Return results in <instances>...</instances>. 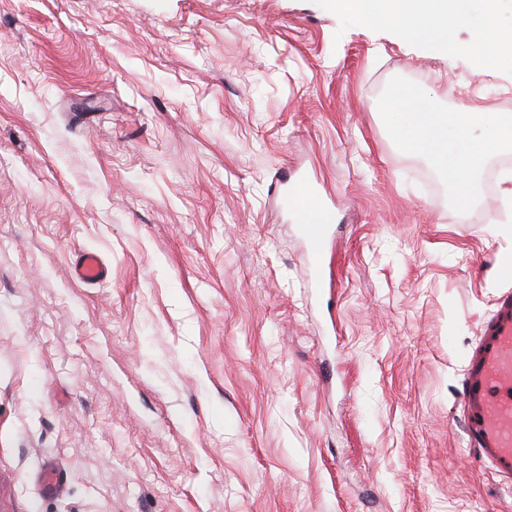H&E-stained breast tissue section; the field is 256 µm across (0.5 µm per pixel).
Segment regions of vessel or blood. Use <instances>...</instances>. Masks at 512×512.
I'll list each match as a JSON object with an SVG mask.
<instances>
[{
  "instance_id": "1",
  "label": "vessel or blood",
  "mask_w": 512,
  "mask_h": 512,
  "mask_svg": "<svg viewBox=\"0 0 512 512\" xmlns=\"http://www.w3.org/2000/svg\"><path fill=\"white\" fill-rule=\"evenodd\" d=\"M281 205L300 224L308 251L322 262L331 211L312 179L294 174L280 188ZM74 274L91 284L104 279L106 266L98 254L82 252ZM468 410V443L481 463L512 476V291L501 293L486 318L482 334L470 355L462 388Z\"/></svg>"
}]
</instances>
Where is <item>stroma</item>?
I'll return each instance as SVG.
<instances>
[{
  "instance_id": "obj_1",
  "label": "stroma",
  "mask_w": 512,
  "mask_h": 512,
  "mask_svg": "<svg viewBox=\"0 0 512 512\" xmlns=\"http://www.w3.org/2000/svg\"><path fill=\"white\" fill-rule=\"evenodd\" d=\"M326 0H0V512H512L463 369L512 290L411 107L512 113V58ZM336 212L314 288L279 179ZM95 251L107 277L73 276Z\"/></svg>"
}]
</instances>
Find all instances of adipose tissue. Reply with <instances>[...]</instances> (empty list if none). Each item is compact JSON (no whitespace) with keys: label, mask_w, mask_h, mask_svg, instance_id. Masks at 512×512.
I'll return each mask as SVG.
<instances>
[{"label":"adipose tissue","mask_w":512,"mask_h":512,"mask_svg":"<svg viewBox=\"0 0 512 512\" xmlns=\"http://www.w3.org/2000/svg\"><path fill=\"white\" fill-rule=\"evenodd\" d=\"M486 21L472 33V49L481 53L488 39H495L501 55L512 57V34L499 31L497 20L504 10L512 11V0H482ZM331 8L370 26L397 27L410 42L448 51L455 46L456 33L466 20L469 0H329ZM492 126L502 142L512 141V115L506 113L433 112L418 108L410 118L409 142L420 152L438 159L458 194L469 195L481 149L465 135L456 147L444 136L447 126L468 130L475 119Z\"/></svg>","instance_id":"adipose-tissue-1"}]
</instances>
